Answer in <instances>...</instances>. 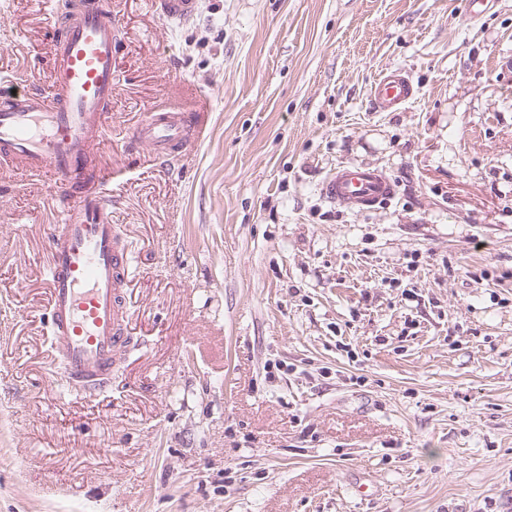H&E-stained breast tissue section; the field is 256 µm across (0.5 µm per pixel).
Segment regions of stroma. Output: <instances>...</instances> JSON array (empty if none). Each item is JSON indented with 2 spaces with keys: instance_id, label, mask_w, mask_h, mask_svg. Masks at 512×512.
<instances>
[{
  "instance_id": "obj_1",
  "label": "stroma",
  "mask_w": 512,
  "mask_h": 512,
  "mask_svg": "<svg viewBox=\"0 0 512 512\" xmlns=\"http://www.w3.org/2000/svg\"><path fill=\"white\" fill-rule=\"evenodd\" d=\"M65 0H0V82L50 85ZM101 154L130 346L53 355L50 176L0 171V512H512V0H112ZM418 93L376 111L382 73ZM208 116L162 159L153 109ZM343 164L389 200L330 203ZM156 12L164 19L186 21L195 16L199 0H154ZM323 196L350 211H362L392 197L394 182L369 165L338 166L322 183Z\"/></svg>"
}]
</instances>
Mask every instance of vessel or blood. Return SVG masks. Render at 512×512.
I'll return each instance as SVG.
<instances>
[{
    "label": "vessel or blood",
    "mask_w": 512,
    "mask_h": 512,
    "mask_svg": "<svg viewBox=\"0 0 512 512\" xmlns=\"http://www.w3.org/2000/svg\"><path fill=\"white\" fill-rule=\"evenodd\" d=\"M164 19L186 21L199 0H154ZM115 19L110 0H78L54 44L49 92L27 90L0 102V160L31 175H51L69 202L66 221L49 240L45 285L50 297L52 343L70 382L92 396L111 381L112 366L130 338L123 296L124 257L104 198L112 171L93 167L109 125L104 105L112 98ZM408 74L391 70L371 88V102L391 112L409 102ZM200 117L179 107L150 113L132 135L151 144L156 157L190 145ZM323 196L361 211L392 197L393 181L369 165L336 167Z\"/></svg>",
    "instance_id": "vessel-or-blood-1"
}]
</instances>
